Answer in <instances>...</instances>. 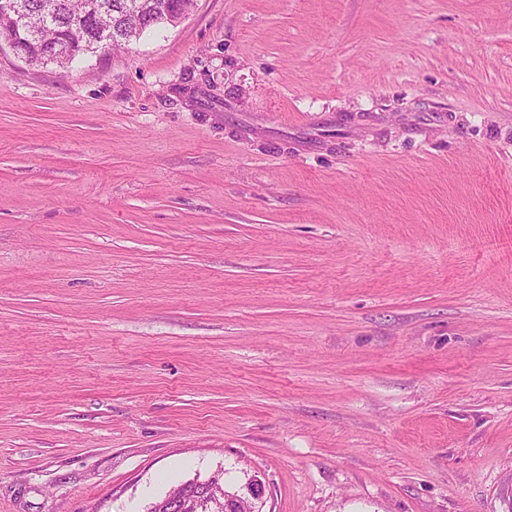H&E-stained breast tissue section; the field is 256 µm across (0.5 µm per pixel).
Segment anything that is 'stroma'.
<instances>
[{"label": "stroma", "mask_w": 512, "mask_h": 512, "mask_svg": "<svg viewBox=\"0 0 512 512\" xmlns=\"http://www.w3.org/2000/svg\"><path fill=\"white\" fill-rule=\"evenodd\" d=\"M507 512L512 0H195L0 39V512ZM96 1L104 6V10L83 21L76 19L86 14L88 2ZM130 0H30L35 11L43 10L51 5L55 12L52 24L41 32L29 48L27 62L31 65L55 64L60 68H68L75 58L96 53L97 43L94 24L108 28L114 37L115 46L129 42L144 30L160 26L157 24L164 14L175 16L179 10H190L191 0H135L138 2L139 19L128 15ZM166 11V12H165ZM140 28L138 29L137 25ZM71 46L68 56L50 60L44 55L56 57L62 55L64 48L58 44L43 46L45 42H59ZM209 479H211L210 483H206L207 481H209ZM209 479L208 480L196 479V481L201 482V483H194L195 479H193V480L187 481L181 485H184V487H188V488L192 489L193 493L196 494L195 496H200V510L199 511H204V512L208 511L207 510L208 509L207 500L205 499V495H206L205 490L210 485H212V493H213L212 501H213V505L215 506L214 512H223L224 511V499L226 498V496L224 495V488L219 486V485L223 484V482L221 481V478H220V474L214 475ZM215 483L217 485H213Z\"/></svg>", "instance_id": "obj_1"}]
</instances>
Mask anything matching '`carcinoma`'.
I'll list each match as a JSON object with an SVG mask.
<instances>
[{
  "label": "carcinoma",
  "instance_id": "cac0c4a2",
  "mask_svg": "<svg viewBox=\"0 0 512 512\" xmlns=\"http://www.w3.org/2000/svg\"><path fill=\"white\" fill-rule=\"evenodd\" d=\"M36 11L51 6L55 12L52 24L41 32L29 48L27 62L31 65H47L53 63L60 68H67L75 58L95 53L97 43L94 25L98 24L112 32L115 45L129 42L143 31L157 26V21L164 14L175 15L180 10L192 7L191 0H137L139 18L128 15L129 0H96L104 6V10L96 15L78 20L86 14L88 0H30ZM62 41L71 46V53L54 60L44 55V43ZM222 484L220 475H214L211 480L187 481L184 486L192 489L200 496V510L207 512L205 490L209 484Z\"/></svg>",
  "mask_w": 512,
  "mask_h": 512
}]
</instances>
